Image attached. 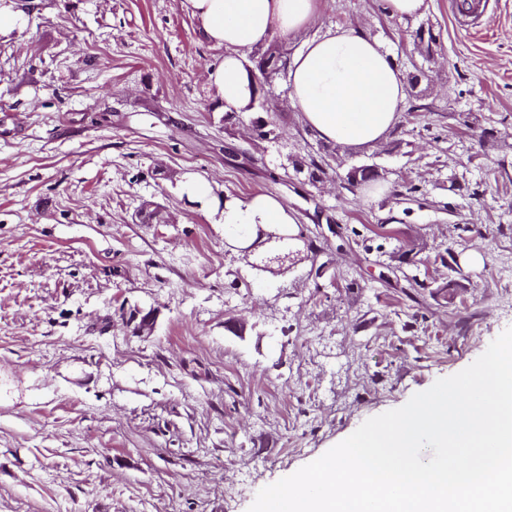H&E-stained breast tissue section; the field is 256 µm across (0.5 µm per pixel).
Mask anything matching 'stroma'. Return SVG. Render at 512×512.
<instances>
[{"instance_id":"obj_1","label":"stroma","mask_w":512,"mask_h":512,"mask_svg":"<svg viewBox=\"0 0 512 512\" xmlns=\"http://www.w3.org/2000/svg\"><path fill=\"white\" fill-rule=\"evenodd\" d=\"M489 2L458 20L449 0L404 18L326 0L318 31L361 27L407 80L388 138L347 150L284 76L271 112L225 122L223 51L180 0H19L0 38V512H247L512 327V0ZM312 157L323 182L293 169ZM361 164L378 192L348 184ZM256 193L318 237L322 277L242 260L221 202ZM148 200L173 223H136ZM24 25V13L16 4L0 6V36H9Z\"/></svg>"}]
</instances>
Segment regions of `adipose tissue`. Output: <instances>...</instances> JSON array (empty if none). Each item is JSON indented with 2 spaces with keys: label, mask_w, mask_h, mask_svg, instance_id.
<instances>
[{
  "label": "adipose tissue",
  "mask_w": 512,
  "mask_h": 512,
  "mask_svg": "<svg viewBox=\"0 0 512 512\" xmlns=\"http://www.w3.org/2000/svg\"><path fill=\"white\" fill-rule=\"evenodd\" d=\"M324 0H180L199 31L224 54L210 79L228 111H246L244 62L272 39L289 41L313 26ZM292 100L305 125L350 149L376 145L399 121L407 81L381 45L354 25L305 40L288 65ZM228 224H294L282 201L265 194L227 203Z\"/></svg>",
  "instance_id": "ef3b65f1"
}]
</instances>
